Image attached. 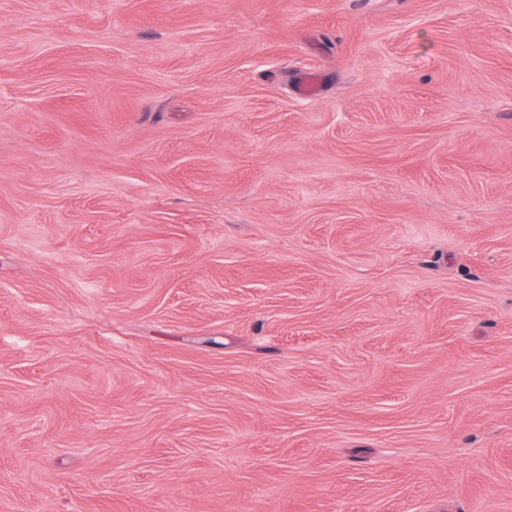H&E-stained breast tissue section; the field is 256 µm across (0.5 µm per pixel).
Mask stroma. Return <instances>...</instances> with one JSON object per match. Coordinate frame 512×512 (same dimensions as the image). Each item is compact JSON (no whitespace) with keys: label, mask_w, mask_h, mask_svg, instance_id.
I'll return each instance as SVG.
<instances>
[{"label":"stroma","mask_w":512,"mask_h":512,"mask_svg":"<svg viewBox=\"0 0 512 512\" xmlns=\"http://www.w3.org/2000/svg\"><path fill=\"white\" fill-rule=\"evenodd\" d=\"M0 512H512V0H0Z\"/></svg>","instance_id":"obj_1"}]
</instances>
